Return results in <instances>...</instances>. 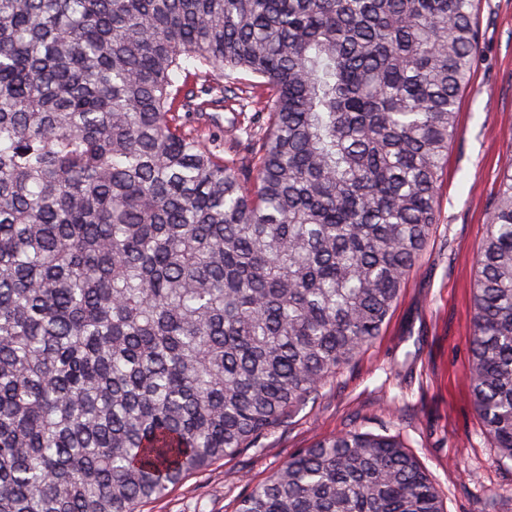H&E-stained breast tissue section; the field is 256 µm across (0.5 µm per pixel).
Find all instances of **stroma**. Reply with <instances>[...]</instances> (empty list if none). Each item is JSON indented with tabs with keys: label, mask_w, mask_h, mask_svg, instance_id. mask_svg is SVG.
<instances>
[{
	"label": "stroma",
	"mask_w": 512,
	"mask_h": 512,
	"mask_svg": "<svg viewBox=\"0 0 512 512\" xmlns=\"http://www.w3.org/2000/svg\"><path fill=\"white\" fill-rule=\"evenodd\" d=\"M475 29L477 55L439 188L441 222L381 335L258 447L187 476L141 512H235L294 451L355 428L401 434L445 512H512V461L485 437L465 371L471 287L512 161V0H477Z\"/></svg>",
	"instance_id": "obj_1"
}]
</instances>
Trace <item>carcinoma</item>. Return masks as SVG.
<instances>
[{
	"mask_svg": "<svg viewBox=\"0 0 512 512\" xmlns=\"http://www.w3.org/2000/svg\"><path fill=\"white\" fill-rule=\"evenodd\" d=\"M475 0H0V512H138L380 335L440 222ZM196 82L179 76L187 64ZM255 78L234 162L202 113ZM471 403L512 460V162ZM237 512H444L400 437L298 449Z\"/></svg>",
	"mask_w": 512,
	"mask_h": 512,
	"instance_id": "obj_1",
	"label": "carcinoma"
}]
</instances>
